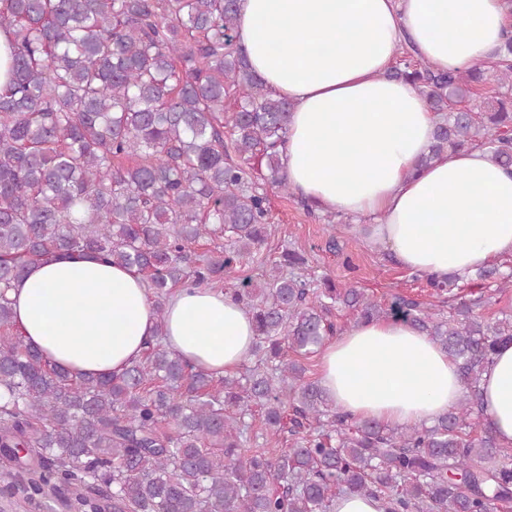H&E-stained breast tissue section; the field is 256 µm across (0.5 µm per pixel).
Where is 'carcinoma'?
<instances>
[{
    "instance_id": "obj_1",
    "label": "carcinoma",
    "mask_w": 512,
    "mask_h": 512,
    "mask_svg": "<svg viewBox=\"0 0 512 512\" xmlns=\"http://www.w3.org/2000/svg\"><path fill=\"white\" fill-rule=\"evenodd\" d=\"M239 0H0L9 83L0 92V477L27 474L28 501L72 489L74 512H332L363 493L386 512H498L512 502V457L482 423L480 380L512 341V314L476 313L463 286L512 288L496 266L463 281L427 279L448 314L399 296L385 308L355 287L320 288L285 251L249 308L254 355L240 379L193 370L163 344L165 304L208 288L264 243L267 188L288 191L278 147L291 104L249 68L237 44ZM507 92L466 109L480 68L441 72L404 59L389 77L416 84L435 116L428 166L473 145L512 166V39L498 56ZM265 164L258 183L244 163ZM223 239L209 254L201 240ZM97 252L134 268L154 297L157 334L119 375L75 376L14 334L6 290L27 263ZM358 319L405 318L457 362L465 392L432 425L388 428L338 413L288 352L308 357ZM257 407L291 448L244 457Z\"/></svg>"
}]
</instances>
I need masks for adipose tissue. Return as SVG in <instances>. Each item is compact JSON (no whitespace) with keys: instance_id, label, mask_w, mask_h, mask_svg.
Returning <instances> with one entry per match:
<instances>
[{"instance_id":"obj_1","label":"adipose tissue","mask_w":512,"mask_h":512,"mask_svg":"<svg viewBox=\"0 0 512 512\" xmlns=\"http://www.w3.org/2000/svg\"><path fill=\"white\" fill-rule=\"evenodd\" d=\"M512 36V0H241L238 44L293 105L282 153L294 193L319 214L371 218L369 242L440 279L512 257V168L481 148L427 167L434 115L389 75L402 47L441 70L484 67ZM23 341L73 374L140 361L156 334L143 277L87 253L29 264L7 293ZM252 316L231 294L179 288L166 347L217 376L252 356ZM318 382L338 412L391 427L431 423L465 391L455 361L410 321H359L321 351ZM483 419L512 449V342L485 368Z\"/></svg>"}]
</instances>
